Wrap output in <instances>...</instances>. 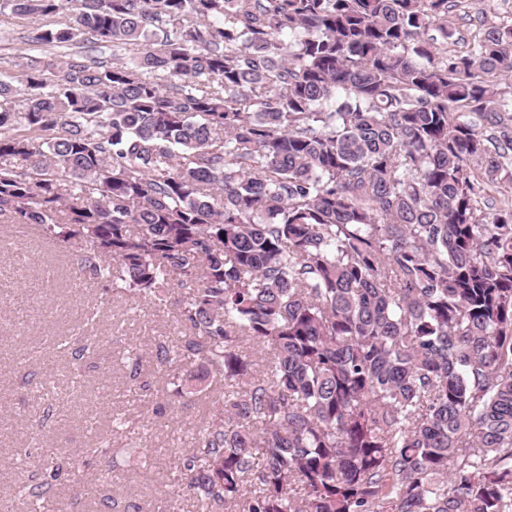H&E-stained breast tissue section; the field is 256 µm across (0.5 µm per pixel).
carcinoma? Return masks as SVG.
<instances>
[{
  "mask_svg": "<svg viewBox=\"0 0 512 512\" xmlns=\"http://www.w3.org/2000/svg\"><path fill=\"white\" fill-rule=\"evenodd\" d=\"M454 6L0 0L69 17L0 80V215L187 289L152 357L231 421L177 465L190 512H512V22L457 50Z\"/></svg>",
  "mask_w": 512,
  "mask_h": 512,
  "instance_id": "obj_1",
  "label": "carcinoma"
}]
</instances>
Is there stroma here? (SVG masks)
I'll return each instance as SVG.
<instances>
[{
  "mask_svg": "<svg viewBox=\"0 0 512 512\" xmlns=\"http://www.w3.org/2000/svg\"><path fill=\"white\" fill-rule=\"evenodd\" d=\"M512 17V0H461L453 23L470 39L478 22ZM59 17L20 19L0 15V79L18 76L35 28L57 26ZM185 291L172 286L164 306L131 304L105 284L76 274L68 250L41 227L0 216V501L9 512H30L13 496L16 476L4 462L29 452L40 459L55 449L63 479L41 512L74 502V512H96L106 498L139 512H183L171 492L175 460L194 446L193 437L213 418L203 396L173 401L166 377L151 357L139 370L127 358L132 346L176 345L177 312ZM98 308L99 322L84 326L85 310ZM93 337L96 348L68 385L70 358L53 353L48 339L64 334ZM125 418L112 433L113 416ZM108 438V456L94 454Z\"/></svg>",
  "mask_w": 512,
  "mask_h": 512,
  "instance_id": "1",
  "label": "stroma"
}]
</instances>
